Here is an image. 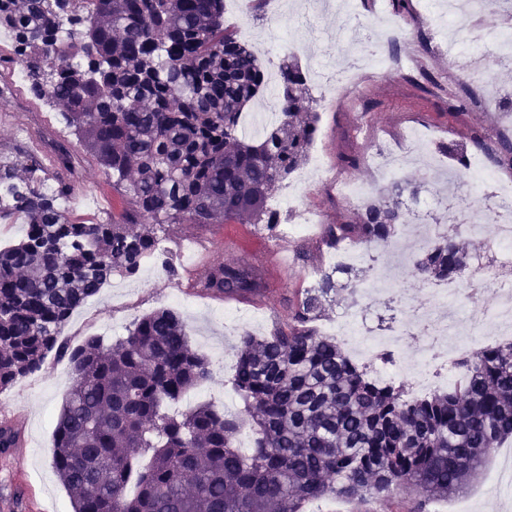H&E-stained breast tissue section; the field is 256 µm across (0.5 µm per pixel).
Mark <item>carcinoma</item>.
Wrapping results in <instances>:
<instances>
[{"mask_svg":"<svg viewBox=\"0 0 512 512\" xmlns=\"http://www.w3.org/2000/svg\"><path fill=\"white\" fill-rule=\"evenodd\" d=\"M0 68L22 65L36 94L63 108L79 146L96 157L130 207L107 223L72 218L66 181L47 189L41 168L18 175L0 162V219L28 218L18 243L0 246V390L41 368L72 313L116 274H133L164 224H277L268 201L306 163L316 131L308 77L279 65L284 119L259 141L238 135L265 74L248 44L224 27V0H0ZM476 86L453 107L467 109ZM461 164L479 155L512 168V137L474 129L445 145ZM364 205L329 224L323 244L389 243L406 223L399 198ZM474 259L444 235L418 253V280L452 282ZM370 267L321 269L291 322L240 338L233 386L256 426L251 452L236 446L238 417L199 405L176 410L211 377L184 321L169 309L142 317L108 344L88 337L68 353L71 382L54 430L53 469L73 512H301L313 499L365 502L397 490L429 499L458 494L490 451L512 438V341L459 362L461 380L424 396L382 384L319 320L340 292L366 287ZM205 290L236 300L263 292L241 261L213 263ZM18 432L0 425V456Z\"/></svg>","mask_w":512,"mask_h":512,"instance_id":"carcinoma-1","label":"carcinoma"}]
</instances>
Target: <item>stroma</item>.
Here are the masks:
<instances>
[{
	"label": "stroma",
	"instance_id": "1",
	"mask_svg": "<svg viewBox=\"0 0 512 512\" xmlns=\"http://www.w3.org/2000/svg\"><path fill=\"white\" fill-rule=\"evenodd\" d=\"M304 0H269L272 21L259 22L246 15L244 8L224 5V24L235 31L250 28L252 45L264 67L279 65L294 57L302 69H309L305 53L308 43H316L324 62L342 63L363 58L368 45H340L329 39L340 27L348 8L360 17L378 20L380 0H334L330 11L302 16ZM434 74L438 81L433 92L419 90L415 81L421 73ZM5 95L0 96V162L36 163L48 175L59 173L56 156L67 148L76 156L73 191L66 203L74 217L105 222L121 206V196L108 181L102 167L90 153L80 149L56 107L33 96L28 88L13 87L11 79L0 78ZM448 78V56L439 51L423 52L414 65L387 69L366 77L364 86L353 97H346L331 84L314 81L310 93L318 112L317 133L310 159H322L334 178L303 181L301 173L289 178L288 190L295 194V205L279 212L280 229L267 231L261 224H168L160 231L162 247L178 267L177 276L166 275L160 266L140 268L131 275V289L122 296L110 288L89 298L69 319L62 342L74 347L99 333L107 340L126 335L133 322L162 308L174 309L184 321L194 349L211 362L212 376L202 388L189 391L180 403L188 410L201 403L224 406V389L231 386L240 336L250 332L270 335L274 328L289 322L284 298L294 297L309 287L318 268L331 265L335 250L320 242L322 227L351 220L363 204L379 199L389 179L378 178L367 161L370 148L388 153H411L416 143L425 144L428 167L410 165L403 174L427 186L447 188L460 176L455 161L442 146L464 139L472 129L488 134L512 133V61L496 69L494 97L500 106H471L466 115L449 114L448 93L455 89ZM310 209L316 222L308 235L285 238L283 225L296 223L301 209ZM414 239L398 233L391 247H367L355 243L358 251H371L376 266L397 270L400 289L415 304L436 312L440 304L412 278V265L405 257L412 253ZM307 259H298V252ZM240 260L257 268L264 276L267 291L249 301H237L240 312L257 311L259 324L220 316L228 302L199 285L209 266L217 261ZM70 384L55 356H48L42 368L0 391V424L19 432V446L7 457H0V512H71L69 496L52 465L53 430ZM413 497L397 494L367 503L342 500H315L306 503L305 512H415Z\"/></svg>",
	"mask_w": 512,
	"mask_h": 512
}]
</instances>
